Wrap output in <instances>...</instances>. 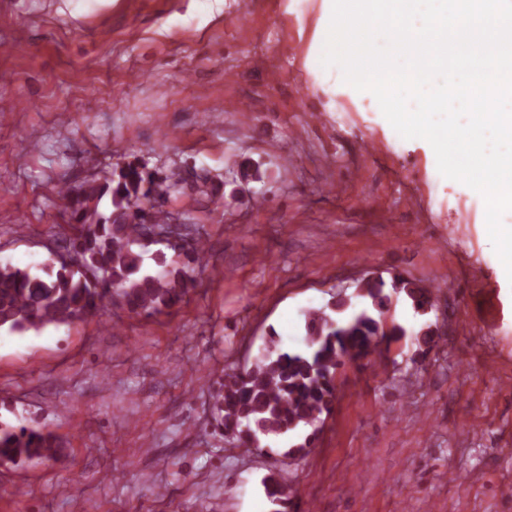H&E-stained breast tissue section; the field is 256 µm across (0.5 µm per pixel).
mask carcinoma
Instances as JSON below:
<instances>
[{"label": "carcinoma", "instance_id": "carcinoma-1", "mask_svg": "<svg viewBox=\"0 0 512 512\" xmlns=\"http://www.w3.org/2000/svg\"><path fill=\"white\" fill-rule=\"evenodd\" d=\"M185 183L180 170L158 179L146 166L128 163L76 188H60L59 194L71 206L73 238L64 246L72 254L71 262L49 266L41 277L1 265L0 328L38 330L84 320L109 305L146 317L180 308L196 288L191 265L204 260L201 243L170 245L178 259L152 274L143 267L146 245L141 239L146 225L131 220L130 210L149 211L152 224L162 229L169 216L159 200L182 190ZM87 270L97 283L85 275ZM393 288L406 291L418 309L432 306L425 289L404 281ZM358 298L362 303L357 305L348 297L340 299L333 315L323 309L306 312L301 349L279 348V336L269 332L265 354L250 369L224 376L215 395L214 428L245 447L259 448L263 438L303 431L331 414L340 359L406 335L400 325L384 329L373 314L388 300L382 279L361 280ZM59 455L60 443L49 432L0 427L1 460L24 465ZM262 486L274 512L293 510L296 490L288 479L272 474Z\"/></svg>", "mask_w": 512, "mask_h": 512}]
</instances>
